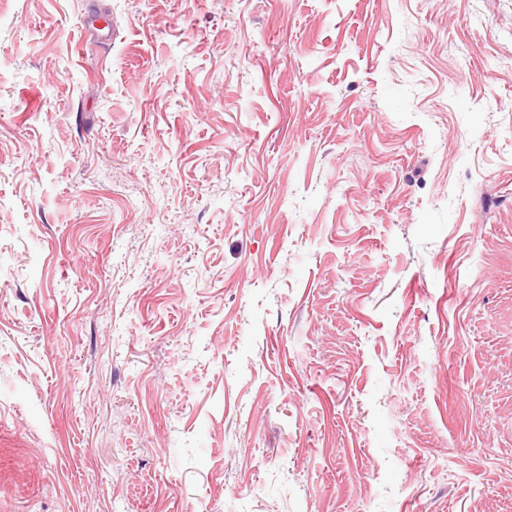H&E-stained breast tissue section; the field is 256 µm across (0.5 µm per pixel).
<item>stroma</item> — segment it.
Here are the masks:
<instances>
[{
    "label": "stroma",
    "mask_w": 512,
    "mask_h": 512,
    "mask_svg": "<svg viewBox=\"0 0 512 512\" xmlns=\"http://www.w3.org/2000/svg\"><path fill=\"white\" fill-rule=\"evenodd\" d=\"M0 512H512V0H0Z\"/></svg>",
    "instance_id": "stroma-1"
}]
</instances>
